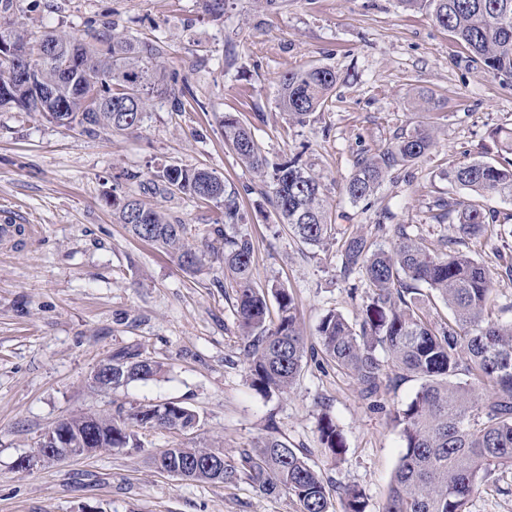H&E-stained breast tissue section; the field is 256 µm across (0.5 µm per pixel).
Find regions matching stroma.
<instances>
[{
  "label": "stroma",
  "mask_w": 512,
  "mask_h": 512,
  "mask_svg": "<svg viewBox=\"0 0 512 512\" xmlns=\"http://www.w3.org/2000/svg\"><path fill=\"white\" fill-rule=\"evenodd\" d=\"M14 28L87 42L104 23L161 51L166 91L135 130L88 134L36 112L0 108V512H296L288 494L249 482L182 479L158 470L167 448L215 444L238 458L273 435L306 454L323 476L332 512L342 490L362 489L379 512L402 451L392 420L420 388L397 378L372 408L356 383L322 356L305 360L294 390L265 396L250 385L233 294L224 291V244L197 274L155 245L132 237L114 202L138 191L161 165L206 167L239 193L255 246L258 283L293 294L308 340L329 311L355 319L369 292L343 280L335 247L295 242L278 224L269 189L224 142L235 115L270 160L301 155L321 176L337 236L361 226L415 224L431 242L449 235L430 220L435 201L462 191L440 179L448 165L498 157L497 133L512 128V86L476 62L429 10L399 0H16ZM313 65L337 83L306 125L278 106L279 80ZM194 105L176 111L174 91ZM436 128L421 162L386 179L371 207L351 203L343 185L363 154L396 132ZM143 203L198 229L223 221L224 205L146 194ZM123 348L163 365L155 379L102 391L89 378ZM174 401L199 416L194 430H143L142 449L115 448L43 462L42 435L72 415ZM333 416L346 442L320 451L318 421ZM28 466H21V459ZM470 512H512V470L495 471Z\"/></svg>",
  "instance_id": "35a3bbf8"
}]
</instances>
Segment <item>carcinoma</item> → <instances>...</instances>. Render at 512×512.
Returning <instances> with one entry per match:
<instances>
[{
  "instance_id": "cac0c4a2",
  "label": "carcinoma",
  "mask_w": 512,
  "mask_h": 512,
  "mask_svg": "<svg viewBox=\"0 0 512 512\" xmlns=\"http://www.w3.org/2000/svg\"><path fill=\"white\" fill-rule=\"evenodd\" d=\"M407 10L428 8L434 20L494 77L512 82V0H400ZM14 0H0V41L20 37L12 28ZM53 40L62 54L80 60L69 74L59 73L60 59H34L36 83L55 97L39 99L32 87L14 82L0 60V83H12L13 96L48 121L68 119V126L94 134L138 128L163 90L160 50L105 26L88 43L55 33L32 39ZM336 72L311 66L280 79L279 106L288 120L304 124L322 108L335 89ZM224 142L244 166L268 178L279 223L302 245L321 247L337 240L340 272L366 281L369 293L356 321L339 312L323 316L317 337L324 358L353 378L368 399L386 386V363L421 380L415 397L394 415L403 451L382 512H468L470 498L497 469L512 467V322L489 318L494 278L485 263L456 245L495 231L512 237V214L503 220L467 197L439 199L433 220L453 226L456 237L444 240V251L428 247L409 224L373 225L374 234L350 233L336 239L324 199V188L299 157L269 163L250 129L234 115H224ZM427 126L395 135L374 155L360 156L343 191L353 203H367L390 173L417 164L432 149ZM448 184L477 197L512 199V160L496 165L482 160L459 163L442 172ZM153 190L200 202L224 199V224H212L200 243L188 241V225L145 206L129 193L117 204L118 217L139 240L163 248L190 273L203 267L209 235L224 237V284L234 292V311L251 386L267 395L287 394L296 384L309 347L293 295L277 283L260 285L254 277L255 245L245 229L246 216L235 190L206 167L163 165L150 180ZM391 237L389 247L377 235ZM448 307L450 318L436 321L424 306L423 290ZM278 314L272 319L269 299ZM112 375L101 372L94 386L114 389L130 381H147L162 371L133 349L110 357ZM467 380L461 382L458 377ZM196 412L171 402L164 411L153 406L118 408L108 414H77L61 424L71 439L95 448L141 449L140 429L195 427ZM322 448L332 457L345 450L336 421L327 413L319 421ZM156 466L181 471L191 480L231 483L245 479L265 494L284 492L298 512H330L320 473L303 454L275 436L257 442L234 461L222 448H166L154 456ZM345 512H367L368 498L355 486L343 489Z\"/></svg>"
}]
</instances>
